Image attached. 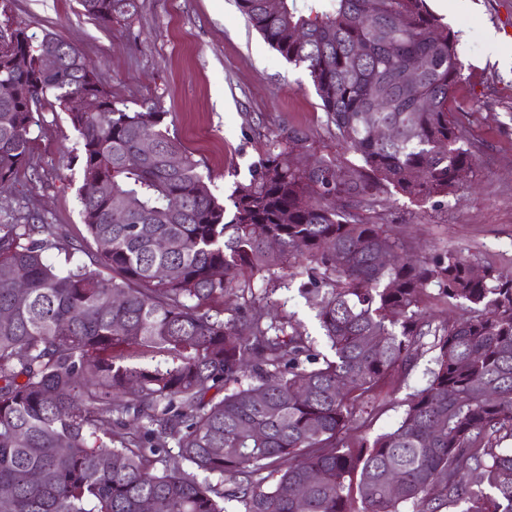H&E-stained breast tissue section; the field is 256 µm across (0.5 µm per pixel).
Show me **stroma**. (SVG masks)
<instances>
[{"label": "stroma", "instance_id": "35a3bbf8", "mask_svg": "<svg viewBox=\"0 0 512 512\" xmlns=\"http://www.w3.org/2000/svg\"><path fill=\"white\" fill-rule=\"evenodd\" d=\"M429 5L460 35L463 76L456 98L473 114L467 137L478 150L479 166L473 185L447 202L395 196L381 211L426 252L458 249L477 267L512 277V64H499L485 38L492 29L502 47H512V0H468L451 14L442 0ZM8 26L75 44L115 98L131 106L146 100L166 113L171 135L210 175L217 197L248 179L272 130L307 135L301 158H353L337 143L305 66L271 49L248 27L235 0H138L130 19L107 27L83 15L77 0H0V28ZM32 136L39 167L0 195V210L31 194L52 223L78 232L80 135L65 112L47 105ZM300 284L288 278L271 286L256 278L249 287L268 294L272 313L300 320L317 348L325 349L316 311L299 295ZM433 357L432 350H422L400 383L382 389L367 436L397 424L406 397L426 384Z\"/></svg>", "mask_w": 512, "mask_h": 512}]
</instances>
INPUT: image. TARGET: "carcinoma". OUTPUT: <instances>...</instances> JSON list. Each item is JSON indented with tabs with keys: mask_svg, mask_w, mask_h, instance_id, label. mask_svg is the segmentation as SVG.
<instances>
[{
	"mask_svg": "<svg viewBox=\"0 0 512 512\" xmlns=\"http://www.w3.org/2000/svg\"><path fill=\"white\" fill-rule=\"evenodd\" d=\"M78 3L106 26L137 10V0ZM237 4L305 66L356 161L296 168L307 137L271 132L249 179L221 200L166 113L115 100L72 43L0 29V186L34 166L32 127L51 96L83 139L84 223L74 239L26 195L0 215V311L11 312L0 319V512H143L151 500L160 512H224L226 501L295 512L306 486L305 512H512V451L501 448L512 440V278L476 277L454 250L411 255L377 210L394 195L446 199L476 171L452 111L458 34L427 0ZM29 47L55 52L59 71L15 68ZM414 58L423 70L405 86L398 73ZM81 96L100 111H69ZM370 114L394 140L372 134ZM77 252L87 260L72 262ZM382 252L396 259L382 265ZM286 268L306 278L326 353L294 317L265 313L261 296L224 306L242 281H277ZM432 287L466 314L427 316ZM427 345L430 378L398 424L348 440Z\"/></svg>",
	"mask_w": 512,
	"mask_h": 512,
	"instance_id": "obj_1",
	"label": "carcinoma"
}]
</instances>
